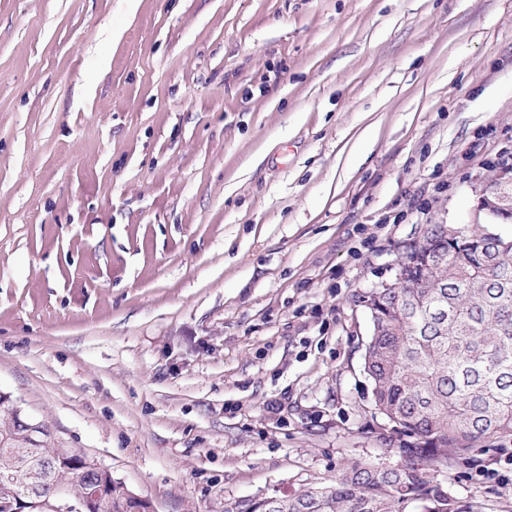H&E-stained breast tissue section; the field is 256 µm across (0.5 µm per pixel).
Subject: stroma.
<instances>
[{"instance_id":"35a3bbf8","label":"stroma","mask_w":512,"mask_h":512,"mask_svg":"<svg viewBox=\"0 0 512 512\" xmlns=\"http://www.w3.org/2000/svg\"><path fill=\"white\" fill-rule=\"evenodd\" d=\"M503 172L512 0H0V391L154 512L397 467L355 297Z\"/></svg>"}]
</instances>
